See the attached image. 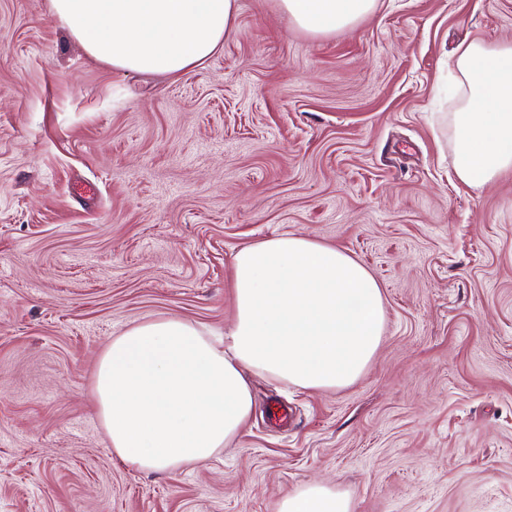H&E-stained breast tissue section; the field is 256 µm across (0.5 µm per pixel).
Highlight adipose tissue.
I'll use <instances>...</instances> for the list:
<instances>
[{"instance_id":"1","label":"adipose tissue","mask_w":512,"mask_h":512,"mask_svg":"<svg viewBox=\"0 0 512 512\" xmlns=\"http://www.w3.org/2000/svg\"><path fill=\"white\" fill-rule=\"evenodd\" d=\"M297 28L355 27L377 0H277ZM87 55L114 71L178 77L234 32L237 0H50ZM449 117L454 170L465 185L512 169V43L461 42ZM235 312L224 336L161 317L113 337L91 393L114 455L126 466L177 472L216 458L254 408L250 375L309 392L350 387L374 360L388 319L382 289L357 259L303 235L281 234L233 256ZM278 512H353L348 492L309 482Z\"/></svg>"}]
</instances>
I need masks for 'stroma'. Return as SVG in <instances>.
<instances>
[{
	"label": "stroma",
	"mask_w": 512,
	"mask_h": 512,
	"mask_svg": "<svg viewBox=\"0 0 512 512\" xmlns=\"http://www.w3.org/2000/svg\"><path fill=\"white\" fill-rule=\"evenodd\" d=\"M512 0H378L313 38L275 0L179 78L88 57L48 0H0V512H278L321 480L355 512H512V170L454 173L443 92ZM367 266L388 321L349 388L254 378L238 440L125 467L91 399L112 336L232 323V256L280 234Z\"/></svg>",
	"instance_id": "35a3bbf8"
}]
</instances>
